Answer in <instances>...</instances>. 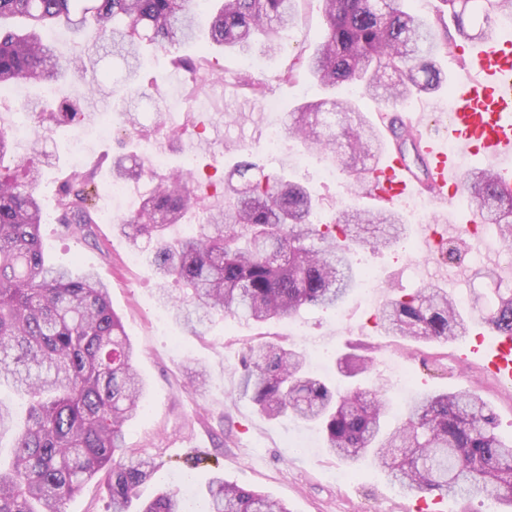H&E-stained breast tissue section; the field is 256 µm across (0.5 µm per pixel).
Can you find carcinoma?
<instances>
[{"instance_id": "1", "label": "carcinoma", "mask_w": 512, "mask_h": 512, "mask_svg": "<svg viewBox=\"0 0 512 512\" xmlns=\"http://www.w3.org/2000/svg\"><path fill=\"white\" fill-rule=\"evenodd\" d=\"M219 2L206 40L197 39L194 0H0V90L16 82L61 80L97 65L99 51L125 68L118 90L150 98L158 84L139 80L143 49L197 46L176 60L197 95L210 76V52L218 47L247 53L256 39L267 52L281 50L294 21L297 0H206ZM326 30L309 57L307 73L323 95L288 113V135L313 154L334 156L349 185L372 179L387 144L380 129L351 99L335 91L353 83L385 104L441 90L447 76L437 65L452 56L457 39L483 42L497 18L512 13V0H442L456 35L438 33L443 18L427 22L411 0H321ZM65 28L82 41L88 30L102 40L74 59H61L41 32ZM256 97L266 83L238 76ZM45 129L82 116L76 104L28 101ZM0 387L28 398L24 417L0 401V439L14 436L13 453L0 460V512H67L68 501L91 482L106 492L110 512H131L141 485L156 464L125 446V427L141 414L143 380L135 350L112 309L109 286L88 271L74 276L46 264L38 194L42 171L13 152L12 131L0 125ZM145 175L130 157L112 164V177ZM193 176L161 178L121 230L133 245L156 243L150 266L176 288L160 301L175 320L197 333L217 315L263 323L296 315L307 306H339L357 272L350 254L358 247H386L403 234L395 210L373 213L349 205L329 224L314 216L318 201L299 182L264 172L241 160L223 181L222 203L202 208L203 223L192 235L167 238L168 229L200 206ZM464 188L481 223L497 227L512 244V192L490 169L464 176ZM99 195L96 173L71 171L57 191L63 223L83 238L93 236ZM484 322L498 335H512V289L495 292ZM377 325L388 336L415 343L453 341L467 334L465 319L448 292L428 284L392 295L380 306ZM373 361L347 353L340 373L349 378L371 370ZM239 394L270 419L292 415L324 432L326 447L355 464L369 457L401 490L417 497L458 500L480 497L512 506V438L498 432L493 407L474 393H420L401 423L387 429L385 393L360 385L341 391L307 371L305 354L277 344L249 348L242 360ZM203 512H291L284 503L216 474L207 486ZM137 512H182L174 490L159 493Z\"/></svg>"}]
</instances>
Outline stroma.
Listing matches in <instances>:
<instances>
[{
  "instance_id": "stroma-1",
  "label": "stroma",
  "mask_w": 512,
  "mask_h": 512,
  "mask_svg": "<svg viewBox=\"0 0 512 512\" xmlns=\"http://www.w3.org/2000/svg\"><path fill=\"white\" fill-rule=\"evenodd\" d=\"M323 33L320 0H300L294 24L283 35L281 51L267 53L256 46L250 52L259 63L254 76L269 82L265 99H252L236 85L241 55L217 49L213 52L215 79L204 94L191 98L190 108L180 110L172 107L171 99L174 90L184 89L188 76L172 66L169 53L157 51L140 71L143 83L158 81L157 99L131 106L144 129L153 125L150 113L163 114L165 133H153L148 139L127 130L123 102L113 94L111 84H104L96 106L84 107V119L47 132L41 152L32 158L43 172L39 195L44 212L54 213L58 185L72 168L75 150H82L84 167H98L101 180L108 182L112 158L125 141L133 142L140 151L150 143L166 150L168 165L156 171V178L179 170L182 152L189 147L196 152L197 168L207 169L217 180L223 179L236 161L224 151L225 144L236 141L249 146L252 160L266 172L307 185L319 201L321 220L333 221L340 209L352 203L379 209V202L366 195H349L344 170H337L335 181L327 182L316 167L295 166L294 154L304 149L300 142L287 139L282 155L275 160L262 148L269 124L283 123L287 112L317 96L318 89L307 74L290 83L278 81L277 76L289 64L305 61ZM104 121L110 122L112 135L96 138L94 129ZM93 231V239L86 241L58 221L41 226L50 264L69 268L76 276L95 272L109 285L112 307L137 352L136 367L145 382L143 411L127 427L126 445L154 458L157 464L151 481L140 489L142 499L176 488L195 512L206 484L219 470L229 481L284 502L290 512H414L415 497L393 486L370 460L347 467L327 450L317 426L290 417L267 419L239 395L241 356L248 347L265 343L300 352L311 343L321 344L326 355L321 360L310 359L309 371L331 383L340 380L337 358L350 346H364L374 368L361 384L386 389L394 410H404L412 397L397 392L395 378L384 366L388 359L397 361L417 391H467L481 396L497 414L499 434L512 436V390L501 388L481 365H472L463 375L457 371L458 348L474 343L483 324H471L469 334L456 341L422 342L408 349L402 340L385 335L376 326L374 309L356 289L337 310L306 307L293 317L263 325L219 317L209 331L195 335L173 316H162L147 255L128 263L132 245L117 226L98 224ZM406 234L415 242V250L395 245L352 254L357 271L376 274L379 299L433 283L448 288L454 296H468V304L462 307L468 317L483 307L486 296L496 288H512V247L487 263V276L476 277L471 270H458L424 249L419 224L407 221ZM200 366L207 368L208 380L204 387L196 388L190 386L188 372ZM336 471L345 472L343 481L333 480Z\"/></svg>"
}]
</instances>
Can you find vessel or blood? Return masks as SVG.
<instances>
[{"instance_id":"vessel-or-blood-1","label":"vessel or blood","mask_w":512,"mask_h":512,"mask_svg":"<svg viewBox=\"0 0 512 512\" xmlns=\"http://www.w3.org/2000/svg\"><path fill=\"white\" fill-rule=\"evenodd\" d=\"M456 107L444 125V137L419 139L424 160L414 172L405 154L389 150L369 186L370 197L388 203L402 196L426 193L437 203L460 191V159L480 156L512 189V42L494 40L471 49L455 78ZM456 151H449V142ZM472 357L500 382L512 384V338L501 337L486 347H472Z\"/></svg>"}]
</instances>
